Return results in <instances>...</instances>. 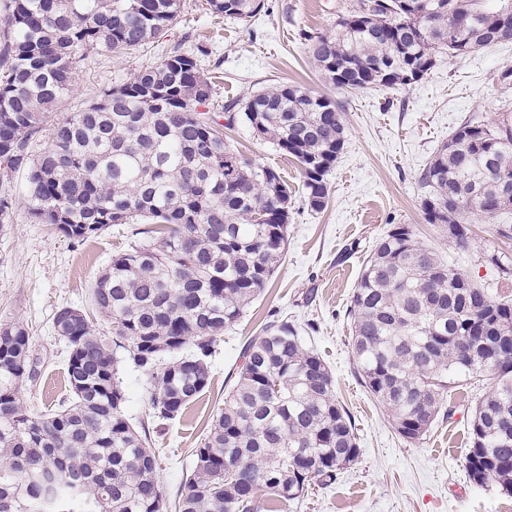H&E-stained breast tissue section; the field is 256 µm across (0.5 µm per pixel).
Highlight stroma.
<instances>
[{
    "mask_svg": "<svg viewBox=\"0 0 512 512\" xmlns=\"http://www.w3.org/2000/svg\"><path fill=\"white\" fill-rule=\"evenodd\" d=\"M356 0H264L261 12L239 23L211 14L206 0H182L176 22L164 35L122 57L89 52L70 96L54 112L62 120L82 110L104 89L120 85L173 49L193 53L215 88L216 120L222 105L279 85H299L326 96L342 112L345 146L327 180L329 201L311 211L302 193L299 166L242 122L224 137L245 156L276 168L293 191L288 244L264 292L241 322L225 332L209 360V387L181 416L164 422L150 415L147 376L127 364L119 376L125 414L145 432L167 501L177 499L194 451L236 384L241 353L263 334L270 317L288 319L329 366L339 401L351 412L359 459L336 483L308 490L293 512H512V493L496 484L469 481L464 454L481 388L460 380L440 414L419 439L395 430L388 412L360 384L354 370L348 307L359 273L374 245L397 224L410 225L452 269L487 288H507L484 254H512V240L498 238L495 225L512 224V210L473 216L468 252L449 247L421 210L423 169L449 134L474 120L492 126L512 114V40L455 58L440 57L416 84L346 92L326 82L316 67L307 34L330 33ZM17 195L9 223L0 224V325L20 324L31 337L32 378L21 396L40 414L66 399V346L52 330L64 306L94 315L92 290L116 251L133 239L134 225L115 224L83 242L65 238L29 214L26 173L11 176Z\"/></svg>",
    "mask_w": 512,
    "mask_h": 512,
    "instance_id": "obj_1",
    "label": "stroma"
}]
</instances>
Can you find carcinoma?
<instances>
[{
    "label": "carcinoma",
    "instance_id": "carcinoma-1",
    "mask_svg": "<svg viewBox=\"0 0 512 512\" xmlns=\"http://www.w3.org/2000/svg\"><path fill=\"white\" fill-rule=\"evenodd\" d=\"M359 0L336 32L307 35L324 78L341 90L406 87L444 50L454 57L512 39V0ZM244 22L264 0H208ZM181 0H0V223L14 209L9 173L27 170L31 217L85 241L112 224L139 239L112 255L93 290L112 343L68 307L54 332L68 342V403L34 415L18 382L30 336L0 326V512H285L312 485L329 486L360 455L352 418L322 357L298 328L273 319L242 355L237 384L195 449L178 500L168 503L157 459L124 412L116 352L150 379V415L182 414L210 384L209 358L266 288L287 243L291 191L280 172L245 158L201 109L214 87L177 50L31 144L72 90L90 50L115 56L157 38ZM270 139L303 175L308 206L323 210L326 175L346 142L331 99L282 85L224 106ZM421 209L463 251L471 213L512 208V121L461 124L421 174ZM487 261L512 280V257ZM349 315L358 376L407 440L423 436L454 379L489 382L470 421L469 481L512 492V291L482 288L396 224L360 273ZM50 468L41 504L31 470Z\"/></svg>",
    "mask_w": 512,
    "mask_h": 512
}]
</instances>
